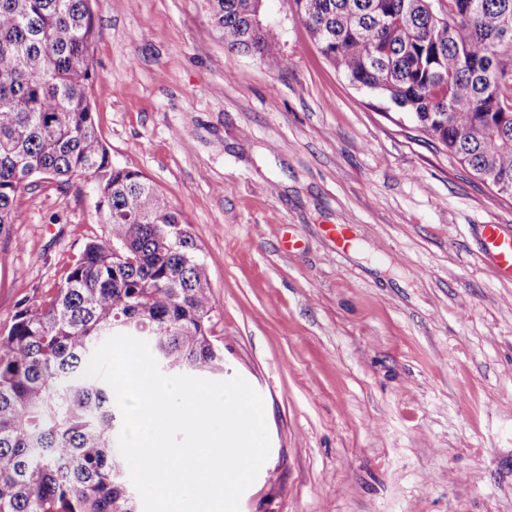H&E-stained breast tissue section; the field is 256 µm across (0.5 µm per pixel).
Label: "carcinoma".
<instances>
[{"mask_svg": "<svg viewBox=\"0 0 512 512\" xmlns=\"http://www.w3.org/2000/svg\"><path fill=\"white\" fill-rule=\"evenodd\" d=\"M224 48L273 71L264 0H210ZM349 83L409 114L478 177L512 187V0H293ZM448 13L441 24L432 18ZM89 0H0V233L34 179L97 186L105 237L51 296L19 302L0 330V512H139L115 451V395L85 378L123 333L167 372L224 373L215 298L182 214L141 172L112 165L88 98Z\"/></svg>", "mask_w": 512, "mask_h": 512, "instance_id": "carcinoma-1", "label": "carcinoma"}]
</instances>
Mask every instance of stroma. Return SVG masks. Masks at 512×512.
I'll return each mask as SVG.
<instances>
[{"mask_svg":"<svg viewBox=\"0 0 512 512\" xmlns=\"http://www.w3.org/2000/svg\"><path fill=\"white\" fill-rule=\"evenodd\" d=\"M90 5L100 137L188 222L224 376L266 408L240 512H512V278L481 251L482 225L512 230V197L352 86L293 0L264 2L281 72L227 52L208 0ZM97 201L83 180L18 193L0 326L103 236Z\"/></svg>","mask_w":512,"mask_h":512,"instance_id":"obj_1","label":"stroma"}]
</instances>
